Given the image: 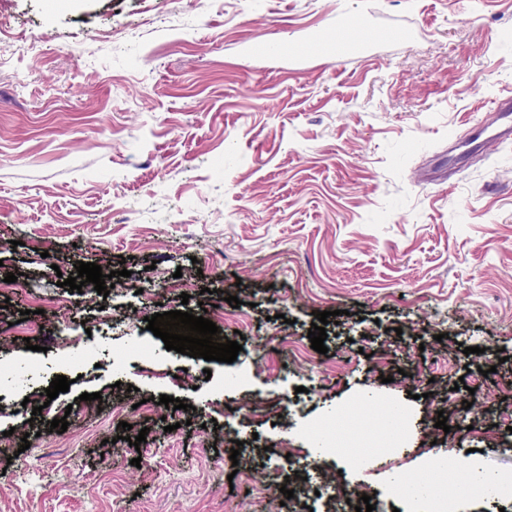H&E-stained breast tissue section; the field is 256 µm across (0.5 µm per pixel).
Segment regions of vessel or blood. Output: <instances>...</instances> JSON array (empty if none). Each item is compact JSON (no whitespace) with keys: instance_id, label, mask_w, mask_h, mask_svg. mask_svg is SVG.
<instances>
[{"instance_id":"obj_1","label":"vessel or blood","mask_w":512,"mask_h":512,"mask_svg":"<svg viewBox=\"0 0 512 512\" xmlns=\"http://www.w3.org/2000/svg\"><path fill=\"white\" fill-rule=\"evenodd\" d=\"M512 142V95L493 102L471 126L455 139L463 157L485 156L488 148Z\"/></svg>"}]
</instances>
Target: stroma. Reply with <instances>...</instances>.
Segmentation results:
<instances>
[{"label": "stroma", "mask_w": 512, "mask_h": 512, "mask_svg": "<svg viewBox=\"0 0 512 512\" xmlns=\"http://www.w3.org/2000/svg\"><path fill=\"white\" fill-rule=\"evenodd\" d=\"M510 93L512 0H0V512H413L445 456L512 478V144L448 177ZM80 261L130 288L58 286ZM178 309L236 361L166 350L145 318Z\"/></svg>", "instance_id": "stroma-1"}]
</instances>
